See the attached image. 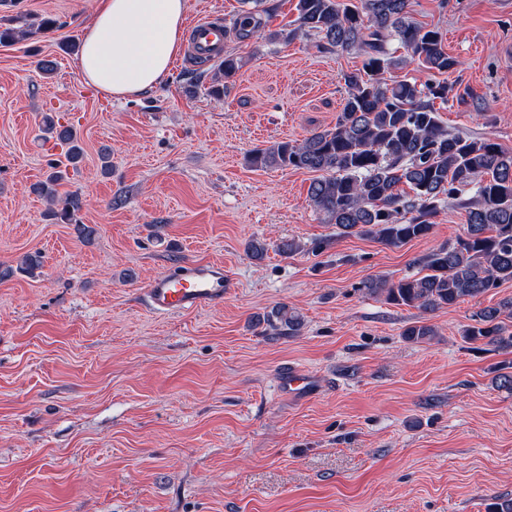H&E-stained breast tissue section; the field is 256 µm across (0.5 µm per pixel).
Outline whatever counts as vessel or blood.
I'll return each mask as SVG.
<instances>
[{"mask_svg": "<svg viewBox=\"0 0 512 512\" xmlns=\"http://www.w3.org/2000/svg\"><path fill=\"white\" fill-rule=\"evenodd\" d=\"M223 18V13L214 12L195 22L190 37V57L207 60L222 57ZM228 291L229 281L224 276L223 266L198 263L189 272L154 278L145 290V302L153 313L174 315L222 305Z\"/></svg>", "mask_w": 512, "mask_h": 512, "instance_id": "vessel-or-blood-1", "label": "vessel or blood"}]
</instances>
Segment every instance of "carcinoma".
Returning a JSON list of instances; mask_svg holds the SVG:
<instances>
[{
  "label": "carcinoma",
  "instance_id": "carcinoma-1",
  "mask_svg": "<svg viewBox=\"0 0 512 512\" xmlns=\"http://www.w3.org/2000/svg\"><path fill=\"white\" fill-rule=\"evenodd\" d=\"M262 2L241 0L247 9L236 26L239 37L259 30L256 15ZM409 7L410 0H297L298 30L314 34L328 50L361 52L362 72L343 75L347 97L333 127L300 142L254 150L249 162L258 169L320 173L309 186V200L326 223L387 246L427 236L447 200L466 209L464 234L432 249L422 259L424 274L364 283L369 295L434 311L512 281V152L486 138L453 134L442 125L435 102H448L455 85L438 81L420 87L407 78L385 77L409 63L441 75L457 69L442 33L414 21ZM390 40L406 51L405 57L394 55ZM46 127L69 145V163L82 157L72 127L51 118ZM62 179V172L54 170L35 191L55 205L50 218L74 224L83 238H93L96 227L77 223L80 195H59ZM470 187L473 196L463 197ZM502 315L512 319V300L480 310L463 336L512 348ZM263 321L280 336H295L302 327L299 315L286 306ZM435 335L434 326L424 322L404 330L407 339L417 342Z\"/></svg>",
  "mask_w": 512,
  "mask_h": 512
}]
</instances>
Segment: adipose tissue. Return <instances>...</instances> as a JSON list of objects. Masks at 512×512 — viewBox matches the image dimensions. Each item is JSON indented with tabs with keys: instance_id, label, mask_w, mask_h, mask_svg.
<instances>
[{
	"instance_id": "adipose-tissue-1",
	"label": "adipose tissue",
	"mask_w": 512,
	"mask_h": 512,
	"mask_svg": "<svg viewBox=\"0 0 512 512\" xmlns=\"http://www.w3.org/2000/svg\"><path fill=\"white\" fill-rule=\"evenodd\" d=\"M186 0H97L76 66L106 96H135L157 85L182 47Z\"/></svg>"
}]
</instances>
